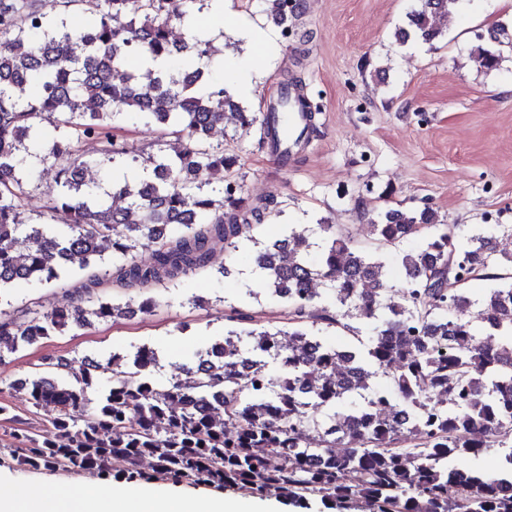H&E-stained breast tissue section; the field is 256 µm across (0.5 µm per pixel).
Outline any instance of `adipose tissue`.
<instances>
[{
	"label": "adipose tissue",
	"mask_w": 512,
	"mask_h": 512,
	"mask_svg": "<svg viewBox=\"0 0 512 512\" xmlns=\"http://www.w3.org/2000/svg\"><path fill=\"white\" fill-rule=\"evenodd\" d=\"M0 512H248L241 501H191L140 496L129 492L104 494L83 485H66L51 497L27 483H0Z\"/></svg>",
	"instance_id": "adipose-tissue-1"
}]
</instances>
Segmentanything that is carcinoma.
I'll return each instance as SVG.
<instances>
[{"instance_id": "1", "label": "carcinoma", "mask_w": 512, "mask_h": 512, "mask_svg": "<svg viewBox=\"0 0 512 512\" xmlns=\"http://www.w3.org/2000/svg\"><path fill=\"white\" fill-rule=\"evenodd\" d=\"M78 14H48L42 0H0V298L14 283L47 285L66 271L88 272L82 291L103 283L95 268L112 257L127 288L179 281L204 270L216 246L231 255L253 245L265 291L288 306V329L229 331L213 348L186 359L183 378L160 381L147 345L81 367L60 358L65 375L21 381L30 403L50 406L52 429L21 462L54 464L107 479L111 467L129 483L155 477L222 492H244L326 512H512V252L495 234L511 224H484L461 234L434 209L386 208L357 242L334 224L317 225L310 244L290 229L259 242L269 206L249 207L242 188L202 192L201 173H222L236 158L213 144L224 117L269 128L276 107L247 112L222 82L205 74L211 39L169 36L202 12L206 0H61ZM283 35L295 37L300 0H268ZM400 41L431 44L438 15L462 0H419ZM476 65L498 57L478 46ZM180 132L178 154L127 157L112 134L116 116ZM47 122L54 133L46 132ZM102 145L140 178L88 184L76 147ZM55 169L51 224H24L32 160ZM417 241L399 256L397 298L382 278L385 250ZM150 259H137L143 242ZM315 247L312 258L308 248ZM491 282L479 296L473 280ZM333 310L318 309L322 294ZM146 297L135 307L151 314ZM98 300L58 307L30 321L0 318V361L47 336L126 317L133 309ZM475 310L472 318L467 316ZM334 328L348 346L322 342L318 325ZM289 337L283 344L281 337ZM382 387H371L377 375ZM493 452L498 473L460 458Z\"/></svg>"}]
</instances>
